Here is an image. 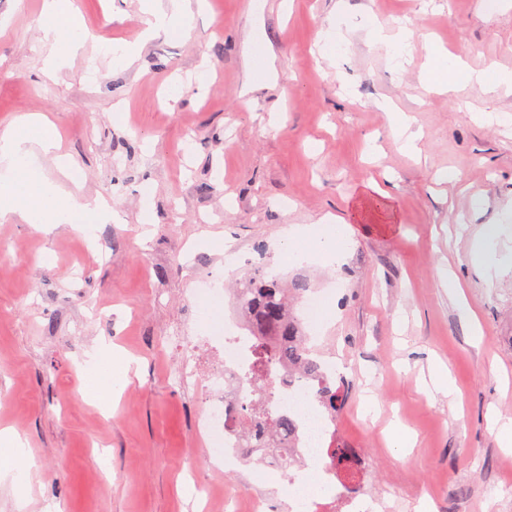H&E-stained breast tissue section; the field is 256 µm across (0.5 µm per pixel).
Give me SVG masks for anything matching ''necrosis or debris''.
Returning a JSON list of instances; mask_svg holds the SVG:
<instances>
[{"mask_svg":"<svg viewBox=\"0 0 512 512\" xmlns=\"http://www.w3.org/2000/svg\"><path fill=\"white\" fill-rule=\"evenodd\" d=\"M214 285L196 295L188 314L206 319L202 344L187 346L171 383L179 388L204 387L201 433L208 445L207 455L217 466L261 478H287L297 492L288 499V512H374L366 492L352 490L341 479L330 443L336 434V416L319 401L318 383L287 366L273 370L269 380L274 388L272 413L293 414L298 432L286 441L269 435L263 421H256L250 438H243L239 420L245 406L257 397L248 381L254 363L256 336L243 320L224 316V290L219 282L223 268L206 274ZM214 355L210 370L201 367L202 352Z\"/></svg>","mask_w":512,"mask_h":512,"instance_id":"1","label":"necrosis or debris"}]
</instances>
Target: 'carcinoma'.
<instances>
[{
	"mask_svg": "<svg viewBox=\"0 0 512 512\" xmlns=\"http://www.w3.org/2000/svg\"><path fill=\"white\" fill-rule=\"evenodd\" d=\"M238 288L242 302L255 311L250 316V325L254 335L259 337L250 381L270 399L273 391L268 376L274 366L280 363L290 368L297 367L304 375L320 382L319 398L322 405L330 412H339L343 404V391L323 379L317 360L302 348L303 331L292 299L305 291L304 282L298 280L288 286L279 275L265 269L240 281ZM278 334L288 337V342L274 347L264 344V337Z\"/></svg>",
	"mask_w": 512,
	"mask_h": 512,
	"instance_id": "obj_1",
	"label": "carcinoma"
}]
</instances>
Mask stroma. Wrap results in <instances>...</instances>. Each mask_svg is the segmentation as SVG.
Returning a JSON list of instances; mask_svg holds the SVG:
<instances>
[{
    "mask_svg": "<svg viewBox=\"0 0 512 512\" xmlns=\"http://www.w3.org/2000/svg\"><path fill=\"white\" fill-rule=\"evenodd\" d=\"M42 3L0 0V130L46 115L112 220L87 243L66 224L0 222V429L28 441L29 512H225L229 493L251 512L252 486L209 467L193 389L167 379L175 332L195 333L186 306L224 261L196 246L205 232L332 289L316 344L357 375L337 432L396 512H512V451L494 424L512 419V266L490 278L471 261L489 224L512 249V124L475 118L512 114V90L438 94L423 82L434 49L512 71V0H207L187 27L143 44L139 0H76L81 47L54 80ZM371 17L406 20L403 56L371 38ZM340 26L347 40L326 55ZM384 99L411 117L418 154L393 136ZM448 169L460 182L440 181ZM330 213L352 241L345 260L286 261L285 230ZM450 274L463 299L444 288ZM100 338L133 360L105 410L79 366ZM439 366L456 399L432 385ZM395 426L404 447L385 438Z\"/></svg>",
    "mask_w": 512,
    "mask_h": 512,
    "instance_id": "35a3bbf8",
    "label": "stroma"
}]
</instances>
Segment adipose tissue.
<instances>
[{
  "mask_svg": "<svg viewBox=\"0 0 512 512\" xmlns=\"http://www.w3.org/2000/svg\"><path fill=\"white\" fill-rule=\"evenodd\" d=\"M77 25V10L72 0H45L42 39L50 46L44 69L47 77H55L79 50L80 45L74 38ZM424 79L438 92L452 91L463 82L478 83L492 90L512 86L510 72L468 69L443 53L431 56ZM55 147L50 122L35 114L19 117L10 128L0 132L1 220L36 224L44 229L66 222L82 232L87 228V218L100 223L110 218V205L105 199L62 190L43 176L36 159L52 154ZM303 233L310 239L308 259L312 262L321 259L332 264L340 262L350 243L342 220L332 214L322 219L320 228L303 231L293 227L285 237L290 240ZM81 367L98 394L112 393L128 382L129 362L117 354L106 356L100 346L86 352ZM0 445L11 451L9 466L0 468V485L14 486L30 481L31 465L25 440L18 433L5 429L0 431Z\"/></svg>",
  "mask_w": 512,
  "mask_h": 512,
  "instance_id": "obj_1",
  "label": "adipose tissue"
}]
</instances>
